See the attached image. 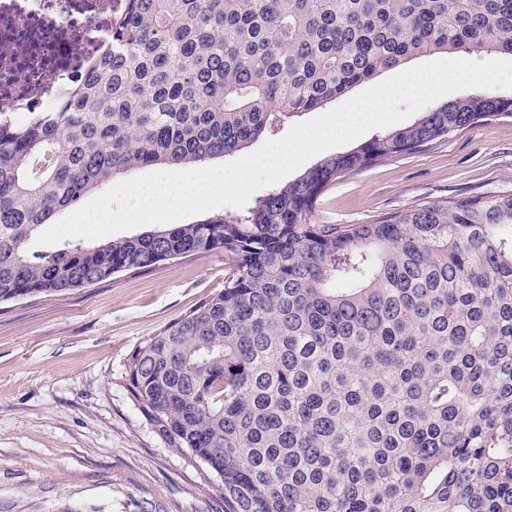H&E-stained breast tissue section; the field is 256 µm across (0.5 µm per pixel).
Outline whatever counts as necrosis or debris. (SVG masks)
<instances>
[{
  "label": "necrosis or debris",
  "mask_w": 512,
  "mask_h": 512,
  "mask_svg": "<svg viewBox=\"0 0 512 512\" xmlns=\"http://www.w3.org/2000/svg\"><path fill=\"white\" fill-rule=\"evenodd\" d=\"M120 0H0V96L50 107L100 59Z\"/></svg>",
  "instance_id": "necrosis-or-debris-1"
}]
</instances>
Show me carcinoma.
<instances>
[{"label": "carcinoma", "instance_id": "cac0c4a2", "mask_svg": "<svg viewBox=\"0 0 512 512\" xmlns=\"http://www.w3.org/2000/svg\"><path fill=\"white\" fill-rule=\"evenodd\" d=\"M512 55V0H124L63 103L0 111V302L222 250L224 289L137 346L126 388L224 512H512V191L318 224L337 175L501 115L473 89L235 214L41 255L146 167L234 155L408 60ZM190 169H196V168H190V167H148V168H143V169H140V170H137L129 175H120L116 178H114L110 183H108L107 185H104L103 187L97 189L96 191H94L93 193L89 194L88 196H86L77 206L73 207V208H70L66 211H63L62 213H60L59 215H57L52 221H51V224H45L29 241V244H28V253L29 254H44L45 252H48V251H52L55 249V247L59 244H54V245H36L35 244V240L37 238V236L43 232L45 229H47L48 227H50L52 224H54L56 221H58L59 219H61L62 217L66 216L67 214L73 212L74 210L80 208L82 205H84L86 202H88L89 200H91L92 198H94L95 196L99 195L100 193H102L103 191H105L106 189H108L109 187H111L112 185H114L115 183L119 182V181H122V180H125V179H129V178H132V177H135V176H138V175H142V174H146V173H149V172H154V171H163V170H171V171H180V170H190Z\"/></svg>", "mask_w": 512, "mask_h": 512}]
</instances>
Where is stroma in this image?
<instances>
[{
    "instance_id": "obj_1",
    "label": "stroma",
    "mask_w": 512,
    "mask_h": 512,
    "mask_svg": "<svg viewBox=\"0 0 512 512\" xmlns=\"http://www.w3.org/2000/svg\"><path fill=\"white\" fill-rule=\"evenodd\" d=\"M512 191V117L341 173L320 224ZM223 252L63 294L0 302V512H224L218 480L174 452L125 387L145 338L224 288Z\"/></svg>"
}]
</instances>
